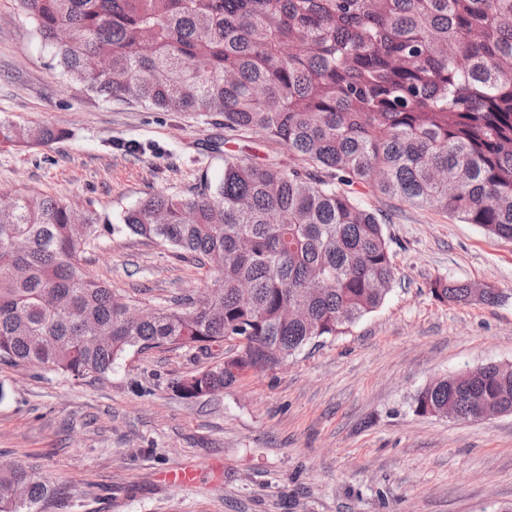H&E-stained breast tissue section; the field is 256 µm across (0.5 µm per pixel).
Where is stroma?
Listing matches in <instances>:
<instances>
[{
    "label": "stroma",
    "mask_w": 512,
    "mask_h": 512,
    "mask_svg": "<svg viewBox=\"0 0 512 512\" xmlns=\"http://www.w3.org/2000/svg\"><path fill=\"white\" fill-rule=\"evenodd\" d=\"M65 129L48 147H0V193L59 197L120 225L148 195L220 181L224 157L295 164L260 133L160 112L71 82L22 0H0V119ZM389 239L396 280L384 304L273 371L186 400L173 379L220 361L204 351L131 349L99 378L0 364V462L26 460L64 502L37 512H512V414L419 416L437 377L512 363V241L447 214L354 189ZM86 269L147 308L198 296L207 270L165 245L114 233ZM487 285L497 304H446L435 279ZM192 473L185 484L171 472Z\"/></svg>",
    "instance_id": "obj_1"
}]
</instances>
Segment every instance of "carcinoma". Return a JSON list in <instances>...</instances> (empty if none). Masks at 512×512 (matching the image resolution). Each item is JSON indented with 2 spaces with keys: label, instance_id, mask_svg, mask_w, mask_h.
Masks as SVG:
<instances>
[{
  "label": "carcinoma",
  "instance_id": "carcinoma-1",
  "mask_svg": "<svg viewBox=\"0 0 512 512\" xmlns=\"http://www.w3.org/2000/svg\"><path fill=\"white\" fill-rule=\"evenodd\" d=\"M74 82L163 111L205 112L262 133L301 164L224 158L189 197L153 194L123 230L208 267L195 298L128 318L85 254L109 219L61 199L0 198V363L103 376L129 349L248 339L173 382L192 400L273 370L382 306L395 280L363 185L512 240V0H23ZM49 125L0 121V143L48 146ZM441 302L491 288L436 279ZM512 408V364L436 379L415 412ZM65 498L24 460L0 463V512Z\"/></svg>",
  "mask_w": 512,
  "mask_h": 512
}]
</instances>
